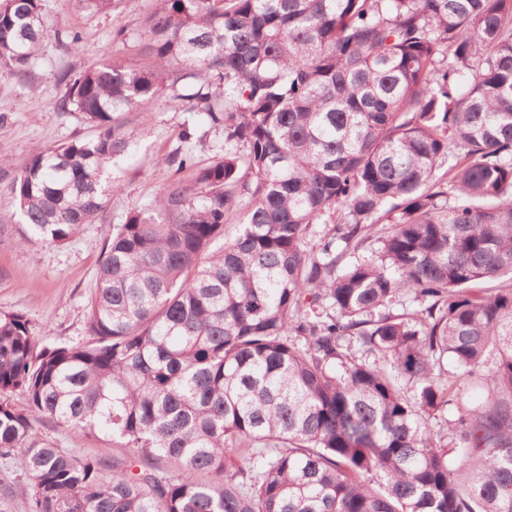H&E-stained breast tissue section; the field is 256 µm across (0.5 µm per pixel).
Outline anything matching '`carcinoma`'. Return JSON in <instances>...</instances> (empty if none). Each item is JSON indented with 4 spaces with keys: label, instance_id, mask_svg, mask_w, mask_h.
Returning <instances> with one entry per match:
<instances>
[{
    "label": "carcinoma",
    "instance_id": "obj_1",
    "mask_svg": "<svg viewBox=\"0 0 512 512\" xmlns=\"http://www.w3.org/2000/svg\"><path fill=\"white\" fill-rule=\"evenodd\" d=\"M154 4L152 65L70 80L94 134L9 186L27 240L69 242L151 126L126 115L195 79L200 119L113 225L83 339L0 312V459L29 512H512V0ZM46 36L40 0H0V68L25 77ZM203 126L224 136L205 166ZM473 380L485 399L437 430ZM37 427L43 435L75 455L95 456L112 463V458L123 457L127 453L126 448H115L117 444L112 442V438L101 433L74 432L49 419L42 420Z\"/></svg>",
    "mask_w": 512,
    "mask_h": 512
}]
</instances>
